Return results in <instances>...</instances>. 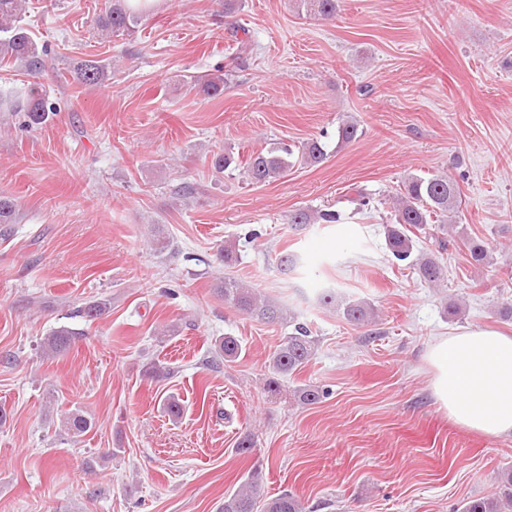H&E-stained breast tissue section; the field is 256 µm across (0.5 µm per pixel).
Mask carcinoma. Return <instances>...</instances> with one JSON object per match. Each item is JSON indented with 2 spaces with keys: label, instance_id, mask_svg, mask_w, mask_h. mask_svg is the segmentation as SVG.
Wrapping results in <instances>:
<instances>
[{
  "label": "carcinoma",
  "instance_id": "cac0c4a2",
  "mask_svg": "<svg viewBox=\"0 0 512 512\" xmlns=\"http://www.w3.org/2000/svg\"><path fill=\"white\" fill-rule=\"evenodd\" d=\"M25 0H0V64L13 65L24 74L34 78L21 90L0 95V112L23 116V127L37 128L44 124L55 106L49 103L46 90L35 81L47 67L48 47L38 44L20 25ZM303 5L316 11L325 19L336 16L338 0H303ZM146 14L132 10L126 0H112L98 16L97 26L115 36L132 35L144 21ZM109 64L99 60L83 59L73 65L71 74L75 82L84 86L98 85L108 76ZM194 84L203 88L209 96L224 93V77L208 75L200 77ZM301 158L310 164H320L328 158L325 145L312 138L299 147ZM293 150L272 147L249 156L242 166L244 174L252 183L274 181L284 175L291 166L288 157ZM461 204L460 187L446 176L432 175L424 178L410 175L394 198V220L384 225L385 246L397 262L414 267L419 278L437 287L443 280V269L436 259L418 250L417 232L432 224L443 235L456 229L448 218L457 213ZM340 214L335 211L300 209L290 218L292 224H335ZM16 223V206L13 199L0 196V234L8 233L9 225ZM471 258L480 266L489 262V250L479 240L468 241ZM224 298V303L235 310L257 320L275 323L287 319L283 309L241 279L227 275L214 288ZM319 302L336 310L348 323L361 327L375 321L377 310L365 300H347L334 288H326L319 295ZM107 298L87 303L81 314L86 321H95L110 309ZM78 332L66 326L51 332L40 344L42 356L56 358L66 354ZM317 340L310 329L302 323L294 324V332L274 351L269 367L274 377L266 386L274 390L279 386V377L302 370L315 355ZM217 351L226 362L238 360L243 345L234 336H225L217 343ZM67 430L72 436L85 435L93 427V419L76 409L66 418ZM260 472L255 468L232 494L224 497L220 512H254L259 494ZM266 512H304L301 501L290 494H281L266 503ZM462 512H512V473L502 474L497 490L489 495L470 500L462 506Z\"/></svg>",
  "mask_w": 512,
  "mask_h": 512
}]
</instances>
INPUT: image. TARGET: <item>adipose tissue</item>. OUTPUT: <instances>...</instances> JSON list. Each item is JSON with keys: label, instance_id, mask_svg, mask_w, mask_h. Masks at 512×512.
<instances>
[{"label": "adipose tissue", "instance_id": "ef3b65f1", "mask_svg": "<svg viewBox=\"0 0 512 512\" xmlns=\"http://www.w3.org/2000/svg\"><path fill=\"white\" fill-rule=\"evenodd\" d=\"M432 394L461 427L512 435V336L464 327L440 337L427 354Z\"/></svg>", "mask_w": 512, "mask_h": 512}]
</instances>
